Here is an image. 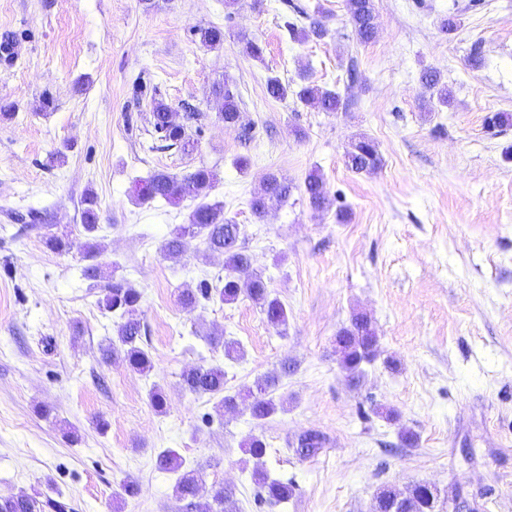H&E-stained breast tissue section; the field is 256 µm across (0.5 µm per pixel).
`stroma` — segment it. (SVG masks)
I'll list each match as a JSON object with an SVG mask.
<instances>
[{"mask_svg": "<svg viewBox=\"0 0 512 512\" xmlns=\"http://www.w3.org/2000/svg\"><path fill=\"white\" fill-rule=\"evenodd\" d=\"M374 4L377 37L363 44L345 0H0V35L16 40L13 62H0L10 107L0 116V495L35 492L67 512H184L175 473L155 463L171 449L205 487H233L240 512H372L380 487L420 484L512 512V127L488 122L512 113V0ZM449 16L450 34L440 26ZM315 20L322 38L288 30ZM209 25L223 28L222 46L194 35ZM244 37L262 42V59L242 53ZM427 68L450 106L423 88ZM274 76L337 92L341 105L273 99ZM225 81L250 138L219 117L212 90ZM142 83L186 123L192 148L153 149ZM193 111L198 121L186 122ZM362 135L381 156L370 173L345 164ZM203 166L216 174L205 200L239 224L253 271L288 309L285 331L245 299L191 311L178 302L179 290L223 277L224 258L196 237L166 259L164 240L197 202L141 204L135 184ZM314 169L332 201L323 211L304 192ZM269 172L293 190L260 221L249 202ZM89 192L105 273L142 294L146 377L102 356L114 319L83 275ZM30 209L45 223L13 221ZM50 235L73 248L51 251ZM356 312L371 318L378 353L353 379L336 334ZM214 332L239 341L241 357L211 348ZM284 359L294 369L274 397L286 405L260 426L244 407L215 417L214 399L181 387L185 370L219 365L238 391ZM154 386L166 413L149 403ZM310 429L326 441L302 459L294 450ZM255 433L270 476L295 485L286 504L255 502L240 448ZM127 478L140 492L117 501Z\"/></svg>", "mask_w": 512, "mask_h": 512, "instance_id": "1", "label": "stroma"}]
</instances>
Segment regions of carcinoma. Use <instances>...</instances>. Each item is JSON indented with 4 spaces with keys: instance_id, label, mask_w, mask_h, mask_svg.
Returning a JSON list of instances; mask_svg holds the SVG:
<instances>
[{
    "instance_id": "cac0c4a2",
    "label": "carcinoma",
    "mask_w": 512,
    "mask_h": 512,
    "mask_svg": "<svg viewBox=\"0 0 512 512\" xmlns=\"http://www.w3.org/2000/svg\"><path fill=\"white\" fill-rule=\"evenodd\" d=\"M350 23L357 40L369 43L377 33L376 15L373 0H347ZM195 34L199 42L209 48L224 43V29L210 25L198 28ZM421 83L431 95L437 96L441 104L451 100V92L441 80L438 71L428 68L422 72ZM268 94L276 99H285L293 94L300 100L317 106L324 112H334L340 105L337 93L304 86L297 91L271 77L266 84ZM151 94V125L156 140L163 147L184 148L188 144L186 127L171 121L172 110L163 100L157 98L156 90L143 91ZM215 97L222 100L220 118L226 126H234L240 118L236 94L229 83L214 88ZM381 163L375 142L360 137L346 155V166L353 172H370ZM214 182V174L207 167L178 176L166 171H156L136 188L137 200L145 203L163 200L169 204L186 197H199L207 194ZM305 193L310 205L323 209L332 205L324 187L322 175L314 170L304 182ZM292 186L274 173L267 174L261 189L250 200L252 214L263 219L269 209L288 200ZM82 233L90 240L97 237L99 216L97 202L93 194L83 199ZM202 236L206 250L224 255L223 285H211L203 280L199 288L193 291L184 289L179 295L181 304L194 307L200 300L217 299L225 304L235 303L244 297L258 306L266 315L268 323L274 328H284L288 323V312L284 304L272 296L262 275L251 272L252 256L239 243L240 225L224 215V206L219 203H203L190 214L189 223L174 228L162 245L165 258H181L187 238ZM104 309L123 318L115 330L112 339V354L119 355L127 365L141 375H149L154 370L153 359L145 348L140 321L136 311L142 298L141 292L125 278H112L104 285ZM378 336L371 319L362 313L352 316L348 325L340 328L336 335V352L341 368L354 376L362 371V365L369 363L375 356ZM291 365L288 360L281 362L280 373H270L258 379L255 386L247 390L231 392L226 389L224 369L219 366L192 368L182 374V388L191 394L208 395L217 399L216 412L220 415L238 409L244 403L256 424L263 423L278 409L272 393L279 384V374L288 373ZM324 437L317 431L309 430L298 440L295 453L303 459L319 453ZM267 447L264 438L252 435L244 444V452L255 460L253 479L259 487L261 501L274 507L285 504L293 496L294 486L271 477L263 468V457ZM157 467L165 471L179 473L175 484L176 498L184 502L187 512H238L237 500L232 489L222 485L212 487L209 499L205 503L198 501L202 479L195 469L184 468L182 458L171 450H163L157 455ZM437 494L428 485H419L411 497H403L389 487H383L375 497L374 512H432ZM0 512H41V504L36 498L26 494L0 495Z\"/></svg>"
}]
</instances>
